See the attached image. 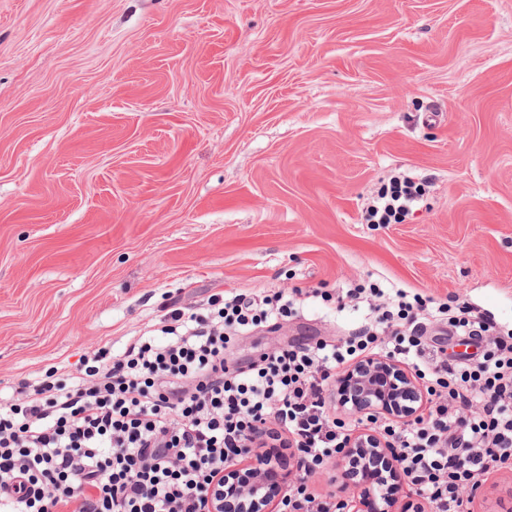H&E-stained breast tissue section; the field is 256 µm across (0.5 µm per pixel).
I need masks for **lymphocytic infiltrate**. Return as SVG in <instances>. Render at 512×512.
Masks as SVG:
<instances>
[{"label":"lymphocytic infiltrate","mask_w":512,"mask_h":512,"mask_svg":"<svg viewBox=\"0 0 512 512\" xmlns=\"http://www.w3.org/2000/svg\"><path fill=\"white\" fill-rule=\"evenodd\" d=\"M422 197L421 181L396 178L366 220L401 223ZM346 296L369 317L336 344H281L248 367L228 365L238 336L275 328L303 300L280 290L214 295L206 311L166 312L112 358L81 356L84 372L71 382L22 384L0 401V512H211L225 470L256 448L297 451L287 493L267 489L281 512H341L311 483L349 438L328 412L336 369L364 354L413 365L427 381V414L378 430L431 512H470L464 490L512 465V337L468 306L388 299L373 283ZM435 322L484 338L482 358L462 364L432 352Z\"/></svg>","instance_id":"lymphocytic-infiltrate-1"}]
</instances>
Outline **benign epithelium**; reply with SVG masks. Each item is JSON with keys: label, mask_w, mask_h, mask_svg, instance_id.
Instances as JSON below:
<instances>
[{"label": "benign epithelium", "mask_w": 512, "mask_h": 512, "mask_svg": "<svg viewBox=\"0 0 512 512\" xmlns=\"http://www.w3.org/2000/svg\"><path fill=\"white\" fill-rule=\"evenodd\" d=\"M344 377L346 381L336 383V402L353 414L402 421L417 416L425 398L415 375L387 358H366L349 368ZM357 452L385 460L390 478L396 481L405 478L403 466L379 434L370 431L351 436L339 459L344 461ZM290 474L291 469L284 468L281 460L273 455L249 457L238 467L224 472V500L217 506L226 510L233 500L235 512H273L272 501L263 490L270 481L286 484ZM362 483L357 499L353 500V512H409L406 508L396 509L393 499L384 498L382 503H377L370 489L371 478H364Z\"/></svg>", "instance_id": "benign-epithelium-1"}]
</instances>
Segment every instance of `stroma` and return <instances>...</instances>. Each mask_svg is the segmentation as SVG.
Masks as SVG:
<instances>
[{
    "label": "stroma",
    "mask_w": 512,
    "mask_h": 512,
    "mask_svg": "<svg viewBox=\"0 0 512 512\" xmlns=\"http://www.w3.org/2000/svg\"><path fill=\"white\" fill-rule=\"evenodd\" d=\"M357 279L512 333V0H0V395L227 291L320 292L229 364L333 341ZM423 179L404 176L396 178L387 191L372 198L365 211L366 221L370 224H398L414 214L424 196Z\"/></svg>",
    "instance_id": "1"
}]
</instances>
